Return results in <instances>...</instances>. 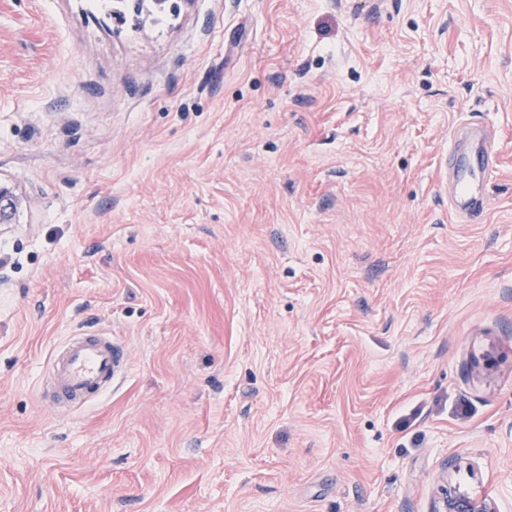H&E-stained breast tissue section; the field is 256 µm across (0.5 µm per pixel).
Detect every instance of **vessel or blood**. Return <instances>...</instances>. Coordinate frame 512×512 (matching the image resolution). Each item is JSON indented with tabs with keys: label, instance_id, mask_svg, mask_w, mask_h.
Instances as JSON below:
<instances>
[{
	"label": "vessel or blood",
	"instance_id": "vessel-or-blood-1",
	"mask_svg": "<svg viewBox=\"0 0 512 512\" xmlns=\"http://www.w3.org/2000/svg\"><path fill=\"white\" fill-rule=\"evenodd\" d=\"M448 149V183L452 211L470 220L485 203L473 192L475 175L492 174L498 165L495 136L483 125L453 129ZM125 366L124 350L108 333L85 330L65 339L53 351L46 371V397L67 412L84 408L110 390Z\"/></svg>",
	"mask_w": 512,
	"mask_h": 512
}]
</instances>
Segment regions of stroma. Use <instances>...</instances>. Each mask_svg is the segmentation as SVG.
<instances>
[{
  "mask_svg": "<svg viewBox=\"0 0 512 512\" xmlns=\"http://www.w3.org/2000/svg\"><path fill=\"white\" fill-rule=\"evenodd\" d=\"M0 182V512H512V0H0ZM448 183L452 211L459 217L472 220L481 215L485 203L473 193L478 173L490 175L498 165L495 136L483 125L470 123L453 129L449 135ZM124 366V350L108 333L78 332L53 351L41 396L55 409L77 411L110 390ZM433 512H493V509L486 500L478 499L465 490L453 494L446 490Z\"/></svg>",
  "mask_w": 512,
  "mask_h": 512,
  "instance_id": "obj_1",
  "label": "stroma"
}]
</instances>
